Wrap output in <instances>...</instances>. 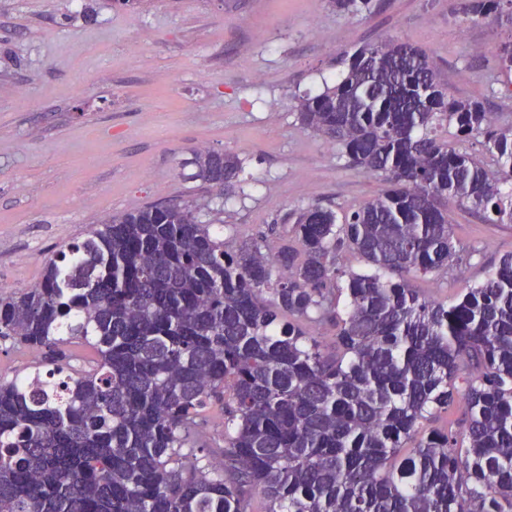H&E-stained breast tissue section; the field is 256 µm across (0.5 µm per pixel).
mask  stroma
Segmentation results:
<instances>
[{
    "mask_svg": "<svg viewBox=\"0 0 512 512\" xmlns=\"http://www.w3.org/2000/svg\"><path fill=\"white\" fill-rule=\"evenodd\" d=\"M465 0H0V298L114 214L193 202L200 221L246 236L313 205L352 211L387 187L305 128L298 102L335 80L346 52L402 39L424 49L449 98L512 124L498 46L506 23L462 20ZM237 155L218 193L195 150ZM31 186L21 192L20 184ZM471 267L414 285L451 302L512 251V224L448 203Z\"/></svg>",
    "mask_w": 512,
    "mask_h": 512,
    "instance_id": "35a3bbf8",
    "label": "stroma"
}]
</instances>
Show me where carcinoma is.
<instances>
[{"label":"carcinoma","mask_w":512,"mask_h":512,"mask_svg":"<svg viewBox=\"0 0 512 512\" xmlns=\"http://www.w3.org/2000/svg\"><path fill=\"white\" fill-rule=\"evenodd\" d=\"M493 11L512 25V0H466L461 22ZM499 54L509 79L512 33ZM299 110L389 188L240 241L189 203H149L0 300V339L34 357L0 381V512H512V252L451 304L412 285L476 253L456 248L448 198L512 224V125L448 101L400 41L351 55ZM193 164L221 191L241 169L210 151Z\"/></svg>","instance_id":"cac0c4a2"}]
</instances>
